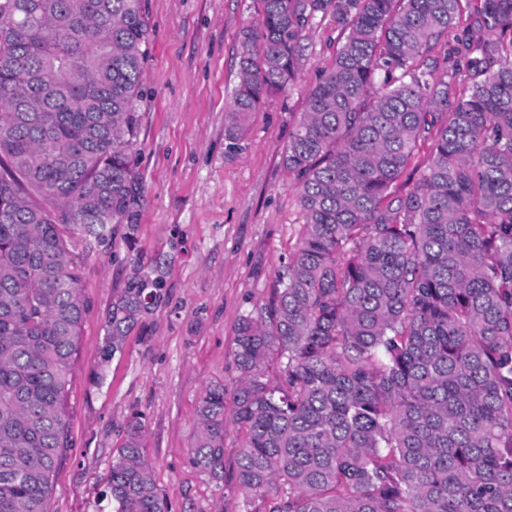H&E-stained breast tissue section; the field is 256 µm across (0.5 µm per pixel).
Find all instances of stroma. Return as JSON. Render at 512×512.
Returning a JSON list of instances; mask_svg holds the SVG:
<instances>
[{
    "label": "stroma",
    "instance_id": "stroma-1",
    "mask_svg": "<svg viewBox=\"0 0 512 512\" xmlns=\"http://www.w3.org/2000/svg\"><path fill=\"white\" fill-rule=\"evenodd\" d=\"M144 10L136 225H115L106 241L68 235L89 310L67 399L73 446L55 473L52 509L112 512L102 493L137 417L170 512H245L242 490L216 487L190 462L197 406L206 385L235 382L234 327L268 298L299 238L304 216L282 158L337 32L329 21L311 31L298 79L263 100L230 154L225 115L254 0H144ZM146 273L162 277L165 296L106 355L112 305Z\"/></svg>",
    "mask_w": 512,
    "mask_h": 512
}]
</instances>
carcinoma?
I'll return each mask as SVG.
<instances>
[{
  "label": "carcinoma",
  "mask_w": 512,
  "mask_h": 512,
  "mask_svg": "<svg viewBox=\"0 0 512 512\" xmlns=\"http://www.w3.org/2000/svg\"><path fill=\"white\" fill-rule=\"evenodd\" d=\"M255 2L230 150L318 23L342 41L283 154L305 223L235 325L234 385L200 398L193 465L245 512H512V0L469 13L464 80L431 53L473 0ZM147 38L142 0H0V512H52L88 309L64 229L134 223ZM161 296L128 284L107 352ZM142 432L113 453V512H168ZM429 144L426 143L417 148L416 154L405 174L399 180L397 190L404 192L411 189L419 177V169L424 165L429 156Z\"/></svg>",
  "instance_id": "obj_1"
}]
</instances>
